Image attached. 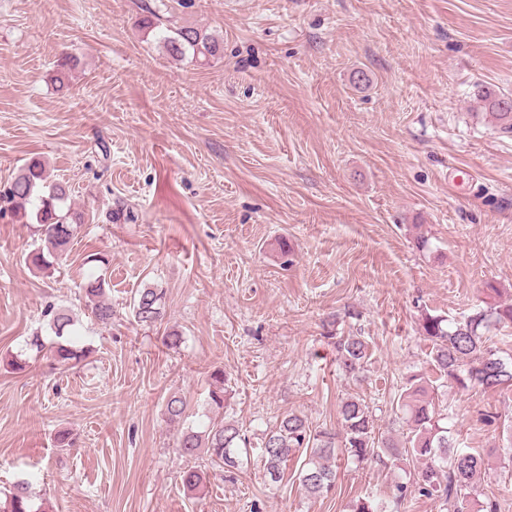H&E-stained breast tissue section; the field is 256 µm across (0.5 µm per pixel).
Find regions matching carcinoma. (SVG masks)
Instances as JSON below:
<instances>
[{"mask_svg":"<svg viewBox=\"0 0 512 512\" xmlns=\"http://www.w3.org/2000/svg\"><path fill=\"white\" fill-rule=\"evenodd\" d=\"M161 40L174 58L192 54L199 62H209L221 55L223 42L207 31L194 26H180L162 34ZM477 99L495 120L498 130L512 134V95L496 94L480 88ZM69 186L53 179L48 165L41 160L24 165L7 182L4 196L13 204L15 216L25 224L38 225L42 246L29 254V261L39 270L48 269L68 254L73 235V224L81 220L67 201ZM108 283L102 276H91L84 286L86 307L101 324L112 323V303L105 298ZM165 292L147 287L133 297L132 315L141 326L162 323L165 312ZM54 340L46 343L37 332L26 340V346L41 353L49 350L59 365L72 367L87 356V349L79 346L74 333V321L66 313L52 308L45 312ZM512 324V301L497 302L474 309L462 321L448 319L442 314L425 312L420 324V335L428 342L429 366L433 375H413L407 379L396 401V411L409 430L405 443H399L376 432L369 406L358 397L347 398L340 410L342 444L347 457L357 463L384 462V459L405 461L411 484L428 497L450 498L459 494L455 512H499L496 499L479 502L469 499L475 477L481 473L483 458L480 453L452 446L448 435V414L436 407L428 396L433 383L451 382L458 388L472 390H502L512 388V357L502 356L487 345L490 332ZM337 360L345 375L359 377L370 358V345L360 334L331 335ZM224 370L209 374L206 405L214 410L227 406L229 393L224 388ZM187 404L179 395H172L165 403V414L173 424L184 421ZM250 441L233 422L223 418H208L199 427H188L179 438L181 454L186 459L206 457L208 469L214 473H234L241 469L243 456L248 454ZM260 458L265 476L272 483L283 478L284 466L291 458L300 460L299 483L309 496H320L330 491L336 481V460L339 456L336 434L316 432L303 417L296 414L282 416L260 440ZM205 472L193 465L183 471L182 483L189 489L197 488ZM7 512H40L30 491L29 481H16L8 490Z\"/></svg>","mask_w":512,"mask_h":512,"instance_id":"1","label":"carcinoma"}]
</instances>
